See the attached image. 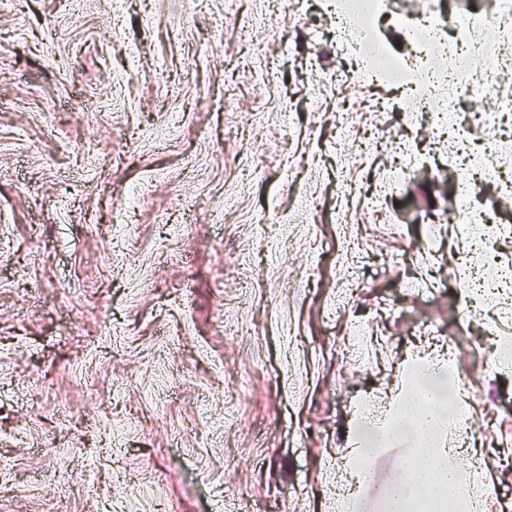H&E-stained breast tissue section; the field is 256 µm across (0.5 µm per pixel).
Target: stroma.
I'll return each mask as SVG.
<instances>
[{
    "label": "stroma",
    "mask_w": 512,
    "mask_h": 512,
    "mask_svg": "<svg viewBox=\"0 0 512 512\" xmlns=\"http://www.w3.org/2000/svg\"><path fill=\"white\" fill-rule=\"evenodd\" d=\"M387 3L379 34L407 62L399 18L492 8ZM335 15L0 4V512H336L359 403L390 410L406 359L446 348L484 431L482 512H512V369L488 359L512 308L461 291L472 259L512 267V234L478 253L448 220L452 156L512 140V116L480 124L485 100L459 98L457 139L408 122L406 89L348 94ZM403 455L376 451L364 512Z\"/></svg>",
    "instance_id": "1"
}]
</instances>
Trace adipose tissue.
I'll use <instances>...</instances> for the list:
<instances>
[{
	"mask_svg": "<svg viewBox=\"0 0 512 512\" xmlns=\"http://www.w3.org/2000/svg\"><path fill=\"white\" fill-rule=\"evenodd\" d=\"M409 364L415 374L400 381L394 415L376 419L366 410L358 412L346 460L357 479L339 502L340 512H359L361 485L377 479L369 460L389 444L406 448L407 454L387 479L386 512H447L451 492L462 495L469 512H476L482 487L463 479L454 446L471 415L470 400L449 391L447 360L415 357Z\"/></svg>",
	"mask_w": 512,
	"mask_h": 512,
	"instance_id": "1",
	"label": "adipose tissue"
}]
</instances>
